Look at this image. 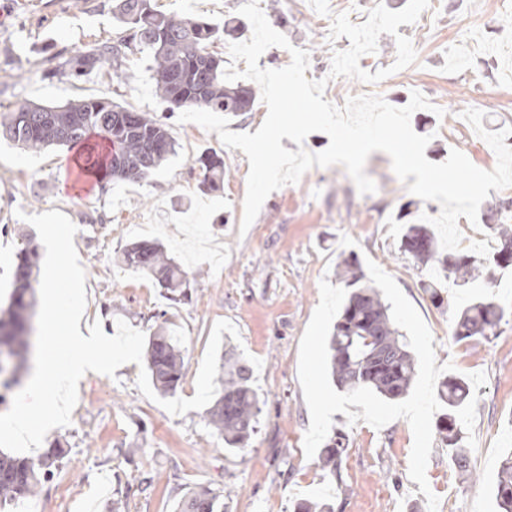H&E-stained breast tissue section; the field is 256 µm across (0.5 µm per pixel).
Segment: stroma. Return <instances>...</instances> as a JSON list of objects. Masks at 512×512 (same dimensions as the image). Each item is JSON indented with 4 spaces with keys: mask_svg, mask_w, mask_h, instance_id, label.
I'll return each mask as SVG.
<instances>
[{
    "mask_svg": "<svg viewBox=\"0 0 512 512\" xmlns=\"http://www.w3.org/2000/svg\"><path fill=\"white\" fill-rule=\"evenodd\" d=\"M157 9L218 24L233 21L239 41L251 26L238 12L241 0H154ZM438 22L400 25L416 49L414 65L384 80V99L405 106L419 91L433 110L413 113L411 126L430 136L425 156L440 163L451 149L490 171L496 155L461 114L484 112L483 125L512 126V23L497 19V0H430ZM271 26L292 47L310 53L307 79H327V101L364 94L355 79H329L332 57L347 40L330 39L328 27L308 21V0H260ZM122 30L112 0H0V105L38 104L109 95L112 102L167 121L175 152L146 180L104 183L91 179L98 141L81 148L23 150L0 138V310L12 291L16 255L28 247L43 264L45 249L30 214L64 213L76 226L75 248L86 274L85 323H101L114 335L117 320L152 336L168 330L184 351V379L177 396L193 397L213 325L233 323L239 338L223 334L253 369L264 403L258 431L245 448L227 449L207 425L206 409L173 415L137 387L139 367L129 363L114 376L87 373L69 426L52 429L45 443L60 442L68 454L37 493L1 512H177L191 488L229 491L224 512H293L303 499L328 500L335 512H428L425 496L409 476L413 435L405 419L380 429L348 424L333 414L349 447L340 478L318 459L306 458L303 439L310 412L298 377L299 343L319 303L321 280L339 285L338 265L347 257L374 261L398 284L429 328L438 364L452 363L469 385L463 411L471 477L448 464L434 445L427 467L438 512H498L495 486L501 458L512 452V269L491 280L464 284L444 280V304L424 293V267L403 253L401 237L421 214L440 206L411 194L393 172L389 156L372 153L365 165L375 193L362 195L342 166L309 169L298 183L265 200L257 218L241 230L249 162L227 148L217 133L179 122L155 91L146 55H129L122 78L103 71L76 81L47 75L49 60L115 39ZM498 46L486 55L487 43ZM445 111L437 117L435 108ZM224 160L220 188L203 192L197 160ZM136 240L157 241L188 274L191 300L175 305L156 281L125 267L122 252ZM488 298L504 310L500 334L455 341L458 310ZM140 451L127 456L129 445Z\"/></svg>",
    "mask_w": 512,
    "mask_h": 512,
    "instance_id": "35a3bbf8",
    "label": "stroma"
}]
</instances>
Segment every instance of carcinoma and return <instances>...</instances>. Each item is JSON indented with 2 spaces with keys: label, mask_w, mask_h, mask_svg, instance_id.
Masks as SVG:
<instances>
[{
  "label": "carcinoma",
  "mask_w": 512,
  "mask_h": 512,
  "mask_svg": "<svg viewBox=\"0 0 512 512\" xmlns=\"http://www.w3.org/2000/svg\"><path fill=\"white\" fill-rule=\"evenodd\" d=\"M112 14L123 26V36L111 43H99L86 51H77L49 74L59 72L79 80L93 71L114 69L113 59L121 48L147 53L152 59L156 89L176 108L205 109L212 112H249L255 91L240 84H224V58L210 50L224 34L235 37L238 26L219 27L206 20L178 18L155 9L152 0H113ZM96 133L119 154L120 163L109 160L102 179L107 182L140 181L151 176L174 152V142L166 126L158 119L115 104L107 96L69 102L63 106L17 102L0 109V135L26 149L49 146L71 147ZM203 170L202 186L213 190L224 180V162L218 156L198 159ZM496 247L486 256L441 255L433 232L424 224H410L402 235L400 248L422 265H431V273L422 288L438 306L441 278L453 276L467 284L490 277L496 270L512 267V226L493 224ZM34 252L28 248L17 254L14 290L9 306L0 315V386L10 387L18 370L27 360L30 322L36 313L37 297L32 285ZM124 265L154 277L159 287L171 293L178 303L186 297L187 273L168 257L156 242L138 241L123 252ZM342 275L349 289L347 301L329 339L331 375L337 387L348 392L368 387L389 400L405 396L416 376V363L405 337L394 323L390 307L378 290L364 282L356 260L346 261ZM503 319L501 308L482 299L463 309L453 325L459 340L497 337ZM147 369L152 385L162 396L175 393L184 377L183 358L178 341L157 333L150 337ZM219 397L208 411L207 425L233 449L245 447L260 423V399L252 384L248 361L232 351L224 353L217 377ZM441 413L436 431L455 471L469 475V462L462 446L461 413L470 400L469 385L449 376L438 386ZM346 435L338 430L320 451L323 468L340 477L346 452ZM63 449H49L38 462L0 454V503L32 497L41 482L58 468ZM495 497L499 512H512V453L503 458L498 472ZM220 494L200 486L179 504V512H221Z\"/></svg>",
  "instance_id": "1"
}]
</instances>
